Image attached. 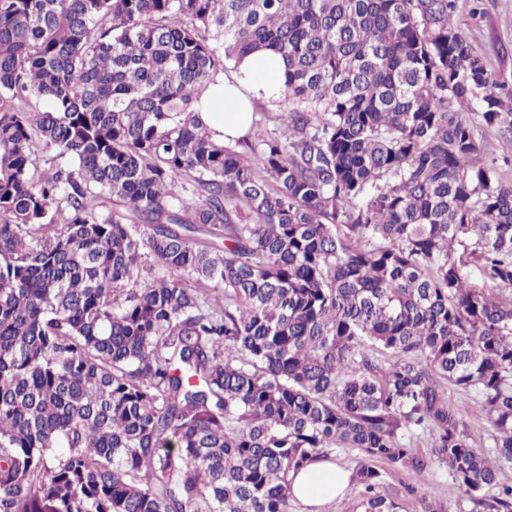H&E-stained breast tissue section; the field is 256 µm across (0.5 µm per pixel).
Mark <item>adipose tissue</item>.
<instances>
[{
    "label": "adipose tissue",
    "instance_id": "adipose-tissue-1",
    "mask_svg": "<svg viewBox=\"0 0 512 512\" xmlns=\"http://www.w3.org/2000/svg\"><path fill=\"white\" fill-rule=\"evenodd\" d=\"M283 63L265 54L247 57L233 80L216 76L196 105L216 140L226 141L246 134L251 126V99L277 90ZM351 474L324 460L311 464L292 476V493L301 512H323L326 504L343 496Z\"/></svg>",
    "mask_w": 512,
    "mask_h": 512
}]
</instances>
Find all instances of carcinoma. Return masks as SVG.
Listing matches in <instances>:
<instances>
[{"label": "carcinoma", "mask_w": 512, "mask_h": 512, "mask_svg": "<svg viewBox=\"0 0 512 512\" xmlns=\"http://www.w3.org/2000/svg\"><path fill=\"white\" fill-rule=\"evenodd\" d=\"M458 9L0 0V512H293L338 449L363 512L375 461L512 512V181L464 116L512 112ZM260 51L280 134L217 142L196 101ZM448 403L458 418L467 425L473 446L486 452L492 449L493 441L488 423L473 402L466 395L448 389Z\"/></svg>", "instance_id": "cac0c4a2"}]
</instances>
